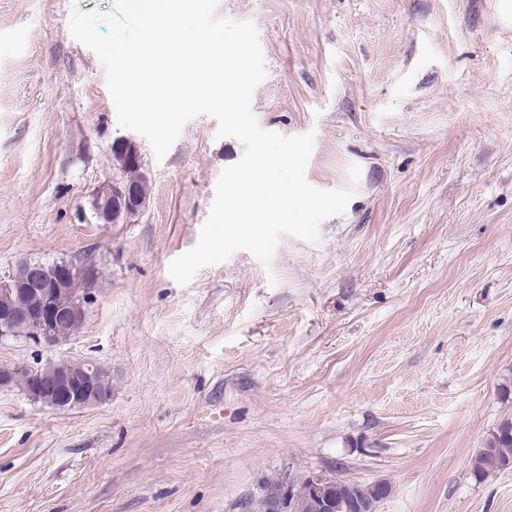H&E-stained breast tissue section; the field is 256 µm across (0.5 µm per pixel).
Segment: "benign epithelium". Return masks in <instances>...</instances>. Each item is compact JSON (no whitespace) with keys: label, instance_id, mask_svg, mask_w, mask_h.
<instances>
[{"label":"benign epithelium","instance_id":"1","mask_svg":"<svg viewBox=\"0 0 512 512\" xmlns=\"http://www.w3.org/2000/svg\"><path fill=\"white\" fill-rule=\"evenodd\" d=\"M92 208L100 223L117 224L137 212L141 201L133 187L117 185L108 195L92 198ZM88 277L86 268L68 261L53 265L20 261L11 274L0 277V295L20 293L30 304L0 308V340L12 335L16 326L25 325L32 337L48 345L67 341L70 328L85 317L77 300ZM99 371V365L85 361H54L45 370H34L25 395L60 410L102 404L110 394L99 385ZM306 481L317 512H377V505L361 504L352 487L337 477L312 473Z\"/></svg>","mask_w":512,"mask_h":512}]
</instances>
